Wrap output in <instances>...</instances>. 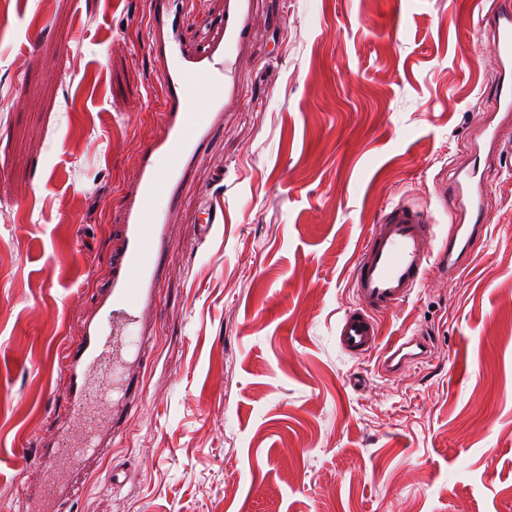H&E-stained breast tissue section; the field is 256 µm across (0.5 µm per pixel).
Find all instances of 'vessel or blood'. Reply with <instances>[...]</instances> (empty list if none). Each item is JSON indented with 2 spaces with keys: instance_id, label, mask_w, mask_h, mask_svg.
<instances>
[{
  "instance_id": "b4317fda",
  "label": "vessel or blood",
  "mask_w": 512,
  "mask_h": 512,
  "mask_svg": "<svg viewBox=\"0 0 512 512\" xmlns=\"http://www.w3.org/2000/svg\"><path fill=\"white\" fill-rule=\"evenodd\" d=\"M194 0H153L146 24L147 46L159 78L158 129L140 150L119 210L107 276L94 306L61 352L63 412L50 439L40 441L44 477L24 487L21 512H59L70 474L100 448L111 447L128 407L142 399L141 353L156 311L159 265L171 234L173 214L188 172L201 163L203 146L239 94L238 62L252 39L251 0H224L222 33L203 49L189 45L186 19ZM495 37L498 94L494 118L483 128L491 142L512 123V0H498L486 20ZM204 106L192 110L195 101ZM470 217L467 231L436 252L428 210L396 203L372 225L352 269L354 306L336 323L343 352L363 358L381 351V369L404 370L428 353L419 335L381 345L376 313L406 303L430 270L454 273L469 258L490 221L487 196L476 173L464 171L453 187H438Z\"/></svg>"
}]
</instances>
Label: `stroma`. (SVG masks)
Listing matches in <instances>:
<instances>
[{
	"label": "stroma",
	"mask_w": 512,
	"mask_h": 512,
	"mask_svg": "<svg viewBox=\"0 0 512 512\" xmlns=\"http://www.w3.org/2000/svg\"><path fill=\"white\" fill-rule=\"evenodd\" d=\"M496 0H256L241 100L189 172L160 266L143 400L63 512H512V143ZM151 0H0V512L37 483L60 353L107 273L121 190L157 129ZM480 159L490 222L459 273L378 314L427 358L377 373L336 342L390 204ZM223 223L198 234L197 200ZM120 482L106 488L104 472ZM486 23L495 37L499 71L495 109L483 132L495 144L500 140L503 127L512 123V1L499 0ZM497 117L500 119L495 123Z\"/></svg>",
	"instance_id": "obj_1"
}]
</instances>
